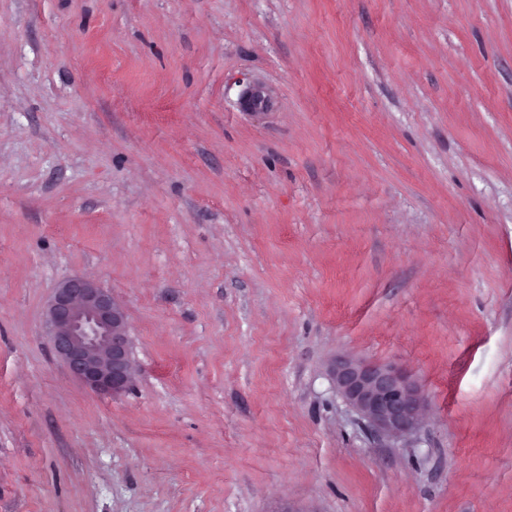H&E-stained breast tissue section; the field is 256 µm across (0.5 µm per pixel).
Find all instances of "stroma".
Segmentation results:
<instances>
[{
	"label": "stroma",
	"mask_w": 512,
	"mask_h": 512,
	"mask_svg": "<svg viewBox=\"0 0 512 512\" xmlns=\"http://www.w3.org/2000/svg\"><path fill=\"white\" fill-rule=\"evenodd\" d=\"M76 274L125 393L52 350ZM286 506L512 512V0H0V512ZM47 323L52 349L83 385L112 395L130 388L135 368L126 314L108 290L85 277L64 280ZM332 374L337 390L366 421L373 436L398 439L418 426L426 395L396 366L341 357Z\"/></svg>",
	"instance_id": "35a3bbf8"
}]
</instances>
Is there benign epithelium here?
<instances>
[{
  "label": "benign epithelium",
  "instance_id": "benign-epithelium-1",
  "mask_svg": "<svg viewBox=\"0 0 512 512\" xmlns=\"http://www.w3.org/2000/svg\"><path fill=\"white\" fill-rule=\"evenodd\" d=\"M47 323L52 349L83 385L114 395L130 388L135 368L126 314L108 290L85 277L64 280L48 305ZM332 374L373 436L398 439L418 426L426 395L396 366L341 357Z\"/></svg>",
  "mask_w": 512,
  "mask_h": 512
}]
</instances>
